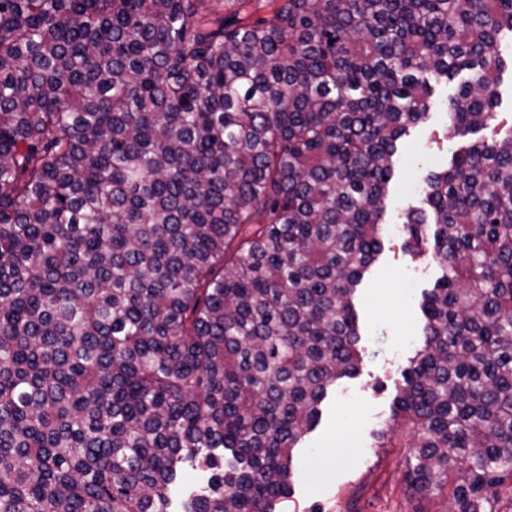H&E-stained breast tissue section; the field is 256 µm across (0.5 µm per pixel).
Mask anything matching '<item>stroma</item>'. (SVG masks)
<instances>
[{
  "mask_svg": "<svg viewBox=\"0 0 512 512\" xmlns=\"http://www.w3.org/2000/svg\"><path fill=\"white\" fill-rule=\"evenodd\" d=\"M435 94L427 123L402 140L385 216L383 252L366 274L355 305L364 361L359 374L337 382L322 405L317 427L293 452V493L276 512H444L440 496L424 497L406 484L408 428L389 448L376 435L390 420L392 401L410 357L423 343V294L440 275L429 259L405 247L402 214L422 204L423 180L445 168L461 140L447 136L444 106L456 91Z\"/></svg>",
  "mask_w": 512,
  "mask_h": 512,
  "instance_id": "1",
  "label": "stroma"
}]
</instances>
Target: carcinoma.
<instances>
[{
    "mask_svg": "<svg viewBox=\"0 0 512 512\" xmlns=\"http://www.w3.org/2000/svg\"><path fill=\"white\" fill-rule=\"evenodd\" d=\"M512 0H0V512H274L361 357L398 143L448 138L391 424L446 512L512 482ZM499 103L496 108V116L504 126L503 133L512 125V77L510 71L503 75L502 83L498 88Z\"/></svg>",
    "mask_w": 512,
    "mask_h": 512,
    "instance_id": "cac0c4a2",
    "label": "carcinoma"
}]
</instances>
